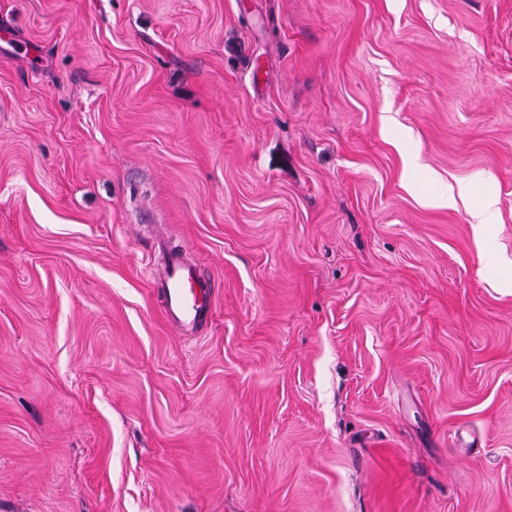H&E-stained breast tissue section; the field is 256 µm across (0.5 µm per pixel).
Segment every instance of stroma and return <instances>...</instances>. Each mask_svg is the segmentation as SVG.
Instances as JSON below:
<instances>
[{
  "mask_svg": "<svg viewBox=\"0 0 512 512\" xmlns=\"http://www.w3.org/2000/svg\"><path fill=\"white\" fill-rule=\"evenodd\" d=\"M0 505L512 512V0H0ZM162 287L168 324L183 330L203 323L211 309L215 284L189 263L182 252L171 249L165 253Z\"/></svg>",
  "mask_w": 512,
  "mask_h": 512,
  "instance_id": "1",
  "label": "stroma"
}]
</instances>
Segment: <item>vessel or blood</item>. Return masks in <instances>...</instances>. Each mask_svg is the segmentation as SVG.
<instances>
[{
	"label": "vessel or blood",
	"instance_id": "1",
	"mask_svg": "<svg viewBox=\"0 0 512 512\" xmlns=\"http://www.w3.org/2000/svg\"><path fill=\"white\" fill-rule=\"evenodd\" d=\"M215 284L189 263L182 252L165 254L164 316L172 327L186 329L203 323L212 305Z\"/></svg>",
	"mask_w": 512,
	"mask_h": 512
}]
</instances>
